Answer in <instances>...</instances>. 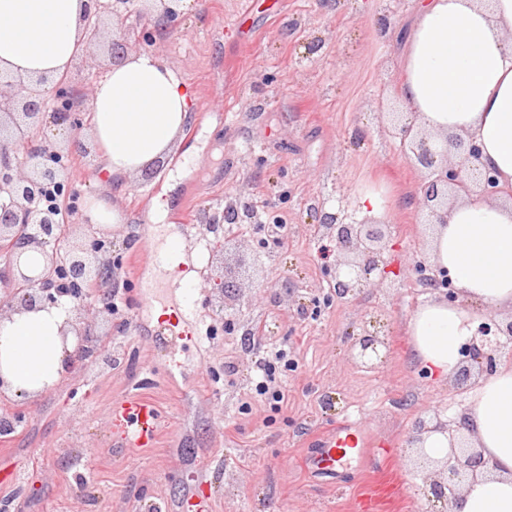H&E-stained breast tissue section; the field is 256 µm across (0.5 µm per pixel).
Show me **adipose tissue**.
<instances>
[{"label": "adipose tissue", "mask_w": 512, "mask_h": 512, "mask_svg": "<svg viewBox=\"0 0 512 512\" xmlns=\"http://www.w3.org/2000/svg\"><path fill=\"white\" fill-rule=\"evenodd\" d=\"M84 0H0V71L54 79L79 53ZM397 94L440 149L474 138L508 201L471 195L448 206L431 242L467 306L432 297L408 317L413 357L429 378L455 373L482 318L512 309V0H420L403 34ZM194 92L149 51L127 55L85 101L92 140L116 180L163 159L192 118ZM67 306L0 314V393L32 398L68 375L75 338ZM454 418L485 466L451 512H512V362L479 380Z\"/></svg>", "instance_id": "ef3b65f1"}]
</instances>
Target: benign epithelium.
Segmentation results:
<instances>
[{"label": "benign epithelium", "instance_id": "1", "mask_svg": "<svg viewBox=\"0 0 512 512\" xmlns=\"http://www.w3.org/2000/svg\"><path fill=\"white\" fill-rule=\"evenodd\" d=\"M133 0H114L112 7H102L99 0H87L83 14L82 42L90 44L99 37L104 20L122 21L133 13ZM52 83V92L42 90ZM82 127L72 94V79L62 76L52 81L0 73V197L8 203L0 207V240L11 244L7 270L0 283L7 288V307L18 304L27 310L56 306L66 299L72 311L93 317L95 321L112 323V302L104 297L86 300L85 285L112 274L119 259L112 257L110 241L86 238L79 246L67 245L71 225L59 231L62 210L52 201L35 202L36 192L52 188L65 197L71 190L72 171L67 164L70 150L50 137L52 131L73 133ZM391 135L415 165L427 170L428 177L420 188L421 205L428 210L427 223L445 224L448 218V194L476 193L495 198L503 193L496 172L479 166L480 146L472 138L457 139L458 153L450 159L436 150L430 139L412 132V125L393 116ZM23 144L24 161L20 162L11 146ZM319 219L320 239L325 241L333 289L324 300H353L370 283L374 274L385 281L391 270L384 259L387 225L366 219L349 222L347 216L311 207ZM40 250L45 260L38 269L27 266L23 249ZM419 280L436 288L450 303L458 302L452 279L445 269H437L423 261L415 265ZM383 341L367 334L354 338L351 358L366 366L382 363L378 347ZM461 366L454 373V387L467 390L476 378L493 375L498 365L512 359V320L504 322L488 314L477 328V336L462 350ZM448 457L435 461L424 449H417L419 467L434 468L433 479L426 483L427 497L451 498L469 481L475 479L484 461L481 453L468 442L450 434Z\"/></svg>", "mask_w": 512, "mask_h": 512}]
</instances>
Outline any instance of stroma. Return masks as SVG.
<instances>
[{"mask_svg":"<svg viewBox=\"0 0 512 512\" xmlns=\"http://www.w3.org/2000/svg\"><path fill=\"white\" fill-rule=\"evenodd\" d=\"M417 0H186L166 40L153 52L198 93L192 121L155 175L115 185L98 154L73 152V187L65 204L75 225L70 239L111 237L122 263L118 291L130 301L113 325L96 326L122 358L112 365L74 368L54 389L30 401L0 396V413L24 409L10 437H0V502L10 512H195L209 498L212 512H356L370 487L388 493L379 512H449L427 501V471L411 461L417 419L447 417L463 394L452 380L429 379L411 356L404 325L434 289L415 273L428 257L431 232L402 200L418 196L424 173L401 154L388 114L400 109L401 43L382 36L390 15L407 26ZM111 32L79 54L71 67L77 97L112 66ZM367 188L393 201L384 257L394 288L372 284L356 300L326 295L330 275L320 257L312 199L327 210ZM241 196L261 215L276 212L287 226L274 260L243 268L240 249L192 264L206 281L231 274L240 302L217 315L202 301L199 346L161 334L154 312L140 304L160 278L147 259L130 254L153 238L189 240L205 221ZM101 198L122 214L105 226L85 216ZM165 202L166 223L151 221ZM260 321L263 341L284 345L298 368L286 399L273 411L253 400L252 363L259 344L240 326ZM370 330L386 342L384 364L355 365L351 334ZM141 390L164 416L155 447L114 446L106 410ZM360 418L369 443L334 475L310 473L319 439Z\"/></svg>","mask_w":512,"mask_h":512,"instance_id":"obj_1","label":"stroma"}]
</instances>
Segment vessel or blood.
<instances>
[{"label":"vessel or blood","instance_id":"obj_1","mask_svg":"<svg viewBox=\"0 0 512 512\" xmlns=\"http://www.w3.org/2000/svg\"><path fill=\"white\" fill-rule=\"evenodd\" d=\"M198 320L197 304L174 303L166 328L174 336L195 340ZM115 442L126 448H148L158 438L163 416L150 401L132 396L113 405L110 411ZM364 435L358 421L344 424L338 430L326 433L321 455L314 459V467L324 473H335L336 466L357 448Z\"/></svg>","mask_w":512,"mask_h":512}]
</instances>
